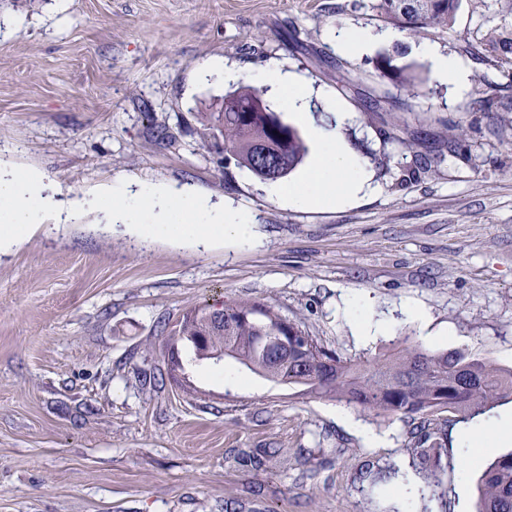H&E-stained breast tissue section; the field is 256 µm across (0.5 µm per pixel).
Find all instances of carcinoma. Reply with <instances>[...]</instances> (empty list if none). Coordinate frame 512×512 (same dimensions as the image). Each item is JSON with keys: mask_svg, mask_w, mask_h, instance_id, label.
<instances>
[{"mask_svg": "<svg viewBox=\"0 0 512 512\" xmlns=\"http://www.w3.org/2000/svg\"><path fill=\"white\" fill-rule=\"evenodd\" d=\"M373 8L411 30L424 26L446 29L457 0H375ZM404 52L383 53L375 67L383 75L415 89L422 79L411 64H395ZM264 91L243 84L231 92L222 112H202L199 135L209 147H224L233 159L263 180L288 176L308 153L299 130L281 113L252 112ZM224 322L209 321L211 307L187 311L177 323L176 336H213L235 353L250 372L266 373L288 386L302 387L320 398L345 402L363 410L414 420L437 410L470 415L512 402V368L463 350L430 351L418 345L392 350L370 364H352L322 346L300 323L281 315L274 306L257 300L222 303ZM274 336L288 342V353L276 356L278 343L269 349L258 337ZM418 461L424 485L421 499L445 497L448 448L420 426L407 448ZM477 512H512V452L489 462L478 482Z\"/></svg>", "mask_w": 512, "mask_h": 512, "instance_id": "carcinoma-1", "label": "carcinoma"}]
</instances>
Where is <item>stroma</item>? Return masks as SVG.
I'll return each mask as SVG.
<instances>
[{
  "instance_id": "35a3bbf8",
  "label": "stroma",
  "mask_w": 512,
  "mask_h": 512,
  "mask_svg": "<svg viewBox=\"0 0 512 512\" xmlns=\"http://www.w3.org/2000/svg\"><path fill=\"white\" fill-rule=\"evenodd\" d=\"M370 3L0 0V166L43 171L73 195L186 187L253 219L252 243L204 248L171 231L139 241L93 210L0 255V512H474L482 468L458 439L470 420L426 416L453 468L446 501L424 503L390 473L413 469L414 421L231 358L195 360L158 331L252 298L356 364L412 343L512 367V0H459L447 29L418 33ZM339 29L376 40L346 54ZM424 43L470 61L465 95L437 78ZM399 46L418 91L375 68ZM215 56L245 71L278 64L335 99L375 192L294 208L204 148L196 117L230 90L200 74ZM360 316L373 336L355 333ZM266 448L277 457L255 467Z\"/></svg>"
}]
</instances>
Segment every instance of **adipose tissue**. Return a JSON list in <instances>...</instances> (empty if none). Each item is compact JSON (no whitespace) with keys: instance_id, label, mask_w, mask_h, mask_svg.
Masks as SVG:
<instances>
[{"instance_id":"adipose-tissue-1","label":"adipose tissue","mask_w":512,"mask_h":512,"mask_svg":"<svg viewBox=\"0 0 512 512\" xmlns=\"http://www.w3.org/2000/svg\"><path fill=\"white\" fill-rule=\"evenodd\" d=\"M253 80L270 88L278 102L307 128L314 144L300 178L289 185L271 183L267 188L270 196L287 200L294 207L316 208L336 205L369 188L359 160L341 141L339 129L347 115L337 111L335 102L325 105L332 121H319L311 111L308 91L293 75L269 67L256 72ZM59 194V188L40 171L0 169V214L6 219L0 227V248L25 238L32 226L44 223L47 216L75 220L101 200L109 203L105 212L107 223L132 225L145 238L167 226L175 209L180 212L183 230L190 234L202 238L226 234L242 240L250 237L249 214L216 207L199 196L176 197L152 182L134 187L123 182L110 183L65 202L59 201Z\"/></svg>"}]
</instances>
